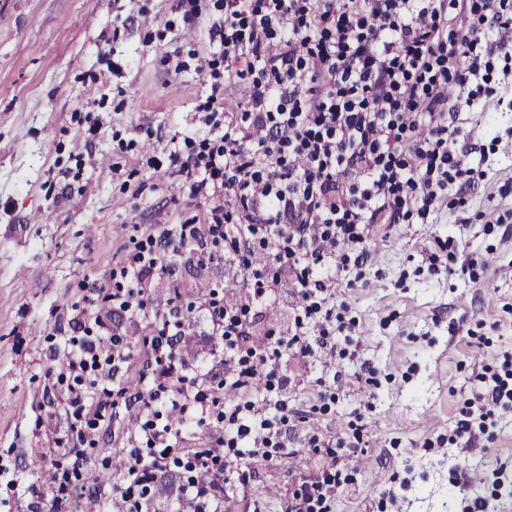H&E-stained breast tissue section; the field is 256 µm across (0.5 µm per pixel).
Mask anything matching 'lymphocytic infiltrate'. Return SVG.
<instances>
[{"instance_id": "1", "label": "lymphocytic infiltrate", "mask_w": 512, "mask_h": 512, "mask_svg": "<svg viewBox=\"0 0 512 512\" xmlns=\"http://www.w3.org/2000/svg\"><path fill=\"white\" fill-rule=\"evenodd\" d=\"M219 11L196 70L206 86L200 128L169 160L181 193L201 215L149 232L112 271L115 322L95 318L96 335L67 361L73 383L70 435L84 439L118 396L142 420L122 478V499L142 500L159 472L180 469L182 493L199 512H224V488L244 456L291 457L282 433L294 407L283 352L335 354L328 322L335 286L369 252L370 226L433 223L451 193L473 181L460 142L463 116L479 106L494 59L512 48V0H173L183 28ZM238 99L224 97L229 83ZM256 251L270 266L235 279L234 306L202 298L148 312L146 297L177 262L234 272ZM294 296L285 336L262 345L250 316L282 291ZM151 319L143 386L127 393L132 356L120 322ZM222 340L204 361L178 342L195 327ZM512 407V353L475 404L462 408L455 438L474 444L498 409ZM205 426L213 448L185 453L188 431ZM343 468L304 484L287 512H329Z\"/></svg>"}]
</instances>
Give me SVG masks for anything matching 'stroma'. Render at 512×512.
I'll list each match as a JSON object with an SVG mask.
<instances>
[{
    "label": "stroma",
    "mask_w": 512,
    "mask_h": 512,
    "mask_svg": "<svg viewBox=\"0 0 512 512\" xmlns=\"http://www.w3.org/2000/svg\"><path fill=\"white\" fill-rule=\"evenodd\" d=\"M217 18L210 12L184 31L164 0H0V464L18 469L20 481L16 491L0 483V512H29L55 465L70 459L58 343L89 336L73 316L111 319V302L93 290L113 264L142 233L203 209L179 192L177 166L155 190L138 186L147 157L197 127L205 93L200 74L172 75L162 58L203 50ZM90 112L100 130L89 144ZM466 132V161L482 178L463 207L440 211L435 223L373 226L367 260L336 291L351 327L337 334L335 357L280 360L295 455L242 465V479L224 489L226 512H285L332 464L310 438L355 433L360 450L340 451L349 480L331 512H461L466 496L485 498L488 512H512V496L479 481L488 464L512 477V410L476 447L448 441L497 353L512 350V112L487 105L470 114ZM445 239L472 254L470 271L439 248ZM229 283L224 267L183 265L156 284L149 305L211 294L232 305L239 295ZM365 363L367 382L357 377ZM318 377L332 382V399L317 398ZM136 422L123 406L104 421L68 512H122L112 487Z\"/></svg>",
    "instance_id": "1"
}]
</instances>
